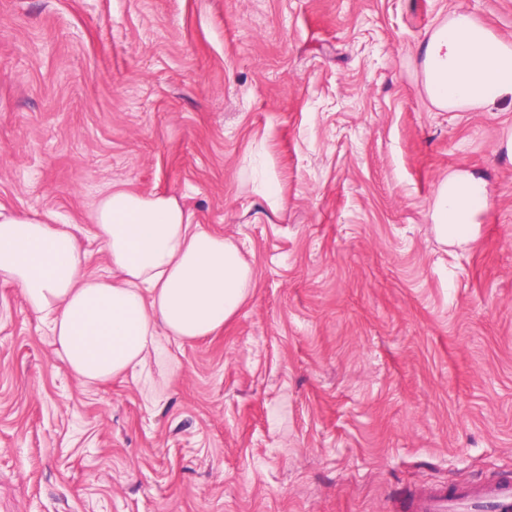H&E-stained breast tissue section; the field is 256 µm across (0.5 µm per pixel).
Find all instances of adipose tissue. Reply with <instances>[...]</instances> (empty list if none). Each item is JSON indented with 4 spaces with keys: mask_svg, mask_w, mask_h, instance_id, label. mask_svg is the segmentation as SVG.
I'll return each instance as SVG.
<instances>
[{
    "mask_svg": "<svg viewBox=\"0 0 512 512\" xmlns=\"http://www.w3.org/2000/svg\"><path fill=\"white\" fill-rule=\"evenodd\" d=\"M423 64L427 93L439 108L512 105V42L466 13H452L429 34ZM487 196L476 175L444 180L432 209L439 237L467 240ZM89 220L111 276L88 271L71 225L0 208V280L48 322L77 379L136 370L158 336H209L241 311L252 268L231 238L203 228L175 195L115 187Z\"/></svg>",
    "mask_w": 512,
    "mask_h": 512,
    "instance_id": "1",
    "label": "adipose tissue"
}]
</instances>
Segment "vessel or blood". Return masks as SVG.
<instances>
[{
    "mask_svg": "<svg viewBox=\"0 0 512 512\" xmlns=\"http://www.w3.org/2000/svg\"><path fill=\"white\" fill-rule=\"evenodd\" d=\"M493 505L496 512H512V476L504 474L475 484L435 485L415 492L401 505L403 512H460L469 506Z\"/></svg>",
    "mask_w": 512,
    "mask_h": 512,
    "instance_id": "b4317fda",
    "label": "vessel or blood"
}]
</instances>
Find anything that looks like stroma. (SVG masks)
Listing matches in <instances>:
<instances>
[{
  "mask_svg": "<svg viewBox=\"0 0 512 512\" xmlns=\"http://www.w3.org/2000/svg\"><path fill=\"white\" fill-rule=\"evenodd\" d=\"M456 10L512 40V0H0V207L102 273V192L173 194L255 279L91 384L0 280V512H395L512 474V108L430 101ZM452 173L488 190L463 243ZM485 182L475 174H453L438 187L432 220L440 238L467 241L469 224L487 203Z\"/></svg>",
  "mask_w": 512,
  "mask_h": 512,
  "instance_id": "obj_1",
  "label": "stroma"
}]
</instances>
